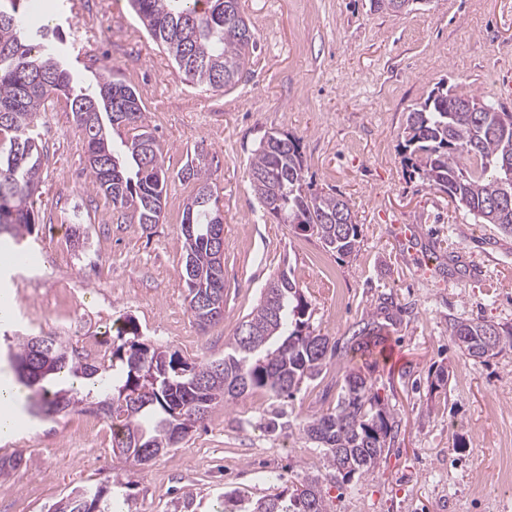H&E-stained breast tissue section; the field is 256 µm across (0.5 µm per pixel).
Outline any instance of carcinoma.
I'll return each instance as SVG.
<instances>
[{"mask_svg":"<svg viewBox=\"0 0 512 512\" xmlns=\"http://www.w3.org/2000/svg\"><path fill=\"white\" fill-rule=\"evenodd\" d=\"M151 39L175 62L185 80L219 91L244 76L255 34L244 16L224 21V0H129ZM24 0H0V237L25 246L39 217L30 199L41 183L43 147L37 114L63 96L82 136L95 188L116 209H130L148 229L164 218L170 176L163 149L149 131L135 89L103 75L94 87L80 84L59 46L58 28L35 32L26 26ZM191 20L198 36L189 42L175 28ZM404 162L429 186L465 210L476 224H493L512 236V112L472 92L438 82L408 112L401 133ZM299 138L271 132L251 158L248 178L262 208L300 235L316 238L324 249L349 258L360 249V225L349 200L316 192L306 179ZM195 183L184 206L199 227L185 242L184 281L191 316L199 295L224 297V266L214 256L224 245V227L208 236L218 216L208 181L206 156L197 149L177 173ZM277 295L272 315L263 288L260 300L225 343L224 357L188 361L176 351L140 341L141 330L128 316L117 329L110 364L79 353L64 336H16L9 360L26 390L33 417L90 408L112 422V448L134 466L175 447L173 435L189 434L213 405L229 407L264 390L291 399L300 385L316 380L335 358L338 342L310 329L309 302L285 272L270 279ZM455 344L482 362L512 350V327L483 318H448ZM96 379V392L56 388L50 379ZM299 435L322 449L326 468L344 479L368 475L394 442L398 424L361 371L346 370L332 408L297 425ZM54 512H120L103 487L74 489L53 503ZM217 512H331L317 476L289 481L285 488L255 501L224 495Z\"/></svg>","mask_w":512,"mask_h":512,"instance_id":"obj_1","label":"carcinoma"}]
</instances>
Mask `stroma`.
Returning <instances> with one entry per match:
<instances>
[{"label":"stroma","mask_w":512,"mask_h":512,"mask_svg":"<svg viewBox=\"0 0 512 512\" xmlns=\"http://www.w3.org/2000/svg\"><path fill=\"white\" fill-rule=\"evenodd\" d=\"M257 47L235 86L185 82L146 33L128 0H26L31 29L59 26L65 44L85 43L76 70L133 86L164 149L173 180L164 219L142 229L94 188L66 100L39 113L47 157L28 238L39 260L0 278L15 314L0 334L53 332L90 359L110 354L124 317L142 342L188 360L220 358L269 279L292 274L316 333L338 343L323 378L284 401L289 421L334 404L342 368L367 378L399 423L374 473L326 481L332 512H512L501 483L500 440L512 434V352L473 362L451 339L449 316L512 325V237L477 224L403 162L406 117L438 81L512 112V0H416L400 13L369 0H240ZM112 30L86 40L103 15ZM300 138L316 189L348 199L361 226L358 253L343 258L265 213L248 180L260 140ZM224 218V318L194 323L182 276L184 204L194 186L176 173L195 146ZM67 297H59L60 285ZM382 332L366 348L357 325ZM448 382H437L438 372ZM270 397L257 391L215 405L176 448L131 471L112 452L102 415L27 418L0 438V457L21 463L0 476V512H46L85 484L121 483L125 512H169L193 496L215 512L225 493H276L270 474L324 473L319 449L297 432L264 428Z\"/></svg>","instance_id":"obj_1"}]
</instances>
